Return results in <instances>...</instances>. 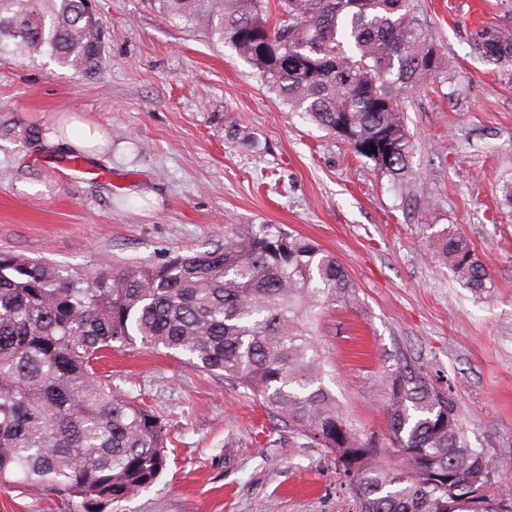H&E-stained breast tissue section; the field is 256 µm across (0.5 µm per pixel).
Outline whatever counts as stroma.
Masks as SVG:
<instances>
[{
    "label": "stroma",
    "instance_id": "35a3bbf8",
    "mask_svg": "<svg viewBox=\"0 0 512 512\" xmlns=\"http://www.w3.org/2000/svg\"><path fill=\"white\" fill-rule=\"evenodd\" d=\"M106 62L74 78L0 58V250L73 268L158 264L227 231L278 224L334 254L359 308L315 324L324 383L352 426L385 432L386 378L421 368L451 389L465 436L493 456L512 493V67L471 55L481 27L512 32V0H419L446 78L404 103L414 173L394 184L344 141L288 112L229 48L171 24L149 0H97ZM96 127L106 150L73 178L49 141ZM454 228L485 262L477 293L431 255ZM112 384L141 398L171 442L157 480L102 512H357L325 449L292 448L288 428L243 388L165 351L113 353ZM53 495L0 489V512H60Z\"/></svg>",
    "mask_w": 512,
    "mask_h": 512
}]
</instances>
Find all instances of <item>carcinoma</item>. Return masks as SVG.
<instances>
[{
    "mask_svg": "<svg viewBox=\"0 0 512 512\" xmlns=\"http://www.w3.org/2000/svg\"><path fill=\"white\" fill-rule=\"evenodd\" d=\"M153 3L172 24L235 51L290 111L378 172L408 178L403 102L441 73L415 0H277L273 23L264 0ZM105 47L88 0H0V57L47 58L90 77ZM469 47L488 65H512L507 30L477 29ZM433 253L457 281L487 289V267L462 235L439 232ZM359 303L334 255L275 224L154 265L75 270L0 251V488L97 512L161 474L167 428L99 370L111 352L139 345L261 397L288 423V447L335 457L359 512H512L494 458L469 445L451 391L423 370L389 373L384 437L349 425L304 317Z\"/></svg>",
    "mask_w": 512,
    "mask_h": 512,
    "instance_id": "obj_1",
    "label": "carcinoma"
}]
</instances>
